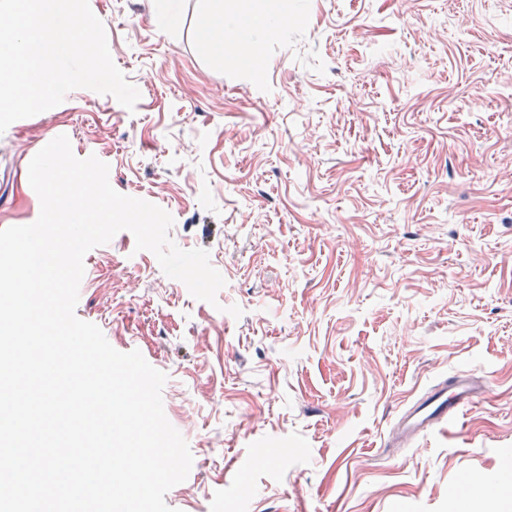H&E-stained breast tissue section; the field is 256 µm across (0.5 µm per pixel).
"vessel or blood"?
<instances>
[{"label":"vessel or blood","instance_id":"b4317fda","mask_svg":"<svg viewBox=\"0 0 512 512\" xmlns=\"http://www.w3.org/2000/svg\"><path fill=\"white\" fill-rule=\"evenodd\" d=\"M486 391V386L465 373L438 382L402 415L398 423L401 436L410 440L457 420L463 409Z\"/></svg>","mask_w":512,"mask_h":512}]
</instances>
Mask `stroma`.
Wrapping results in <instances>:
<instances>
[{
    "mask_svg": "<svg viewBox=\"0 0 512 512\" xmlns=\"http://www.w3.org/2000/svg\"><path fill=\"white\" fill-rule=\"evenodd\" d=\"M89 0L129 110L80 88L0 134V229L40 200L67 135L118 192L171 214L226 285L193 298L130 232L87 253L77 316L164 372L194 462L176 512H512V0H294L243 57L199 43L204 0ZM243 310L240 318L228 306ZM458 372L488 383L452 426L398 419Z\"/></svg>",
    "mask_w": 512,
    "mask_h": 512,
    "instance_id": "stroma-1",
    "label": "stroma"
}]
</instances>
